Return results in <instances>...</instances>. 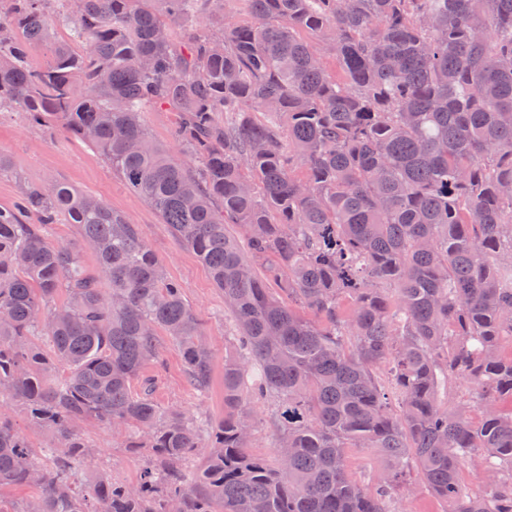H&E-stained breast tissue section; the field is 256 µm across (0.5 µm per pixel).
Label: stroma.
<instances>
[{
    "mask_svg": "<svg viewBox=\"0 0 512 512\" xmlns=\"http://www.w3.org/2000/svg\"><path fill=\"white\" fill-rule=\"evenodd\" d=\"M0 154L9 159L6 170L0 171V207L14 205L20 182L39 183L55 178L97 196L141 227L167 276L182 285L186 301L200 318L213 356L212 382L202 396L188 383L181 355L170 341L162 343L161 364L147 366L142 376L153 380L152 396L160 407L177 408L213 425L223 420L224 356L232 351L236 325L225 311L224 295L215 287L208 269L171 234L167 225L160 223L156 212L128 189L96 150L61 125L35 126L19 113L0 112ZM254 411L248 450L268 465H276L271 410L267 404L258 403ZM85 437L92 454L79 468L82 483H90L99 475L137 483L149 457L148 450L127 447L125 431L105 423L89 425ZM408 483V488L395 496L394 512H446V504L416 475H409Z\"/></svg>",
    "mask_w": 512,
    "mask_h": 512,
    "instance_id": "1",
    "label": "stroma"
}]
</instances>
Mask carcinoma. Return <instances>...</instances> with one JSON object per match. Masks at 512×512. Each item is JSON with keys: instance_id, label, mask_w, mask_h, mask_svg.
<instances>
[{"instance_id": "obj_1", "label": "carcinoma", "mask_w": 512, "mask_h": 512, "mask_svg": "<svg viewBox=\"0 0 512 512\" xmlns=\"http://www.w3.org/2000/svg\"><path fill=\"white\" fill-rule=\"evenodd\" d=\"M237 2L246 19L218 28L224 0H0V112L89 142L209 268L237 327L224 420L190 480L203 426L134 390L163 336L209 390L182 285L123 213L22 184L0 208V394L58 443L36 461L0 412V489L34 490L0 512H391L411 466L448 512H512V0ZM170 21L184 42L159 39ZM150 104L179 113L195 166L152 139ZM61 218L94 267L44 234ZM457 380L471 399L441 405ZM255 398L286 470L247 451ZM88 418L135 428L138 484L82 486ZM354 447L386 460L371 490L349 477ZM473 458L479 496L458 476Z\"/></svg>"}]
</instances>
